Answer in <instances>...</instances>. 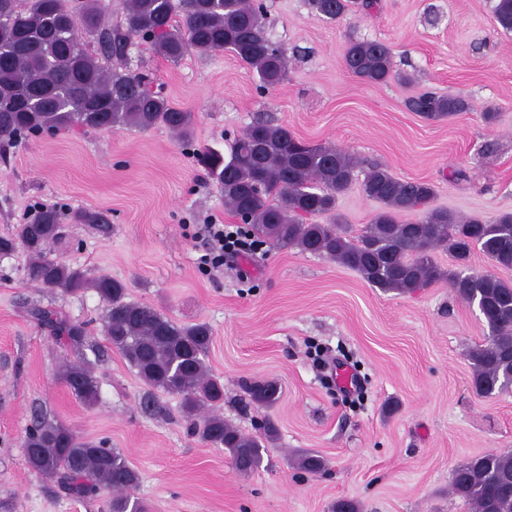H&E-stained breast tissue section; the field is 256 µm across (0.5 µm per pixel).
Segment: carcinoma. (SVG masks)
<instances>
[{
	"instance_id": "carcinoma-1",
	"label": "carcinoma",
	"mask_w": 512,
	"mask_h": 512,
	"mask_svg": "<svg viewBox=\"0 0 512 512\" xmlns=\"http://www.w3.org/2000/svg\"><path fill=\"white\" fill-rule=\"evenodd\" d=\"M358 4L374 6L371 0H305L311 12L330 20ZM124 9L123 24L106 26L100 0H0L1 143L18 144L76 125L100 131L163 125L189 138L192 113L130 70L137 38L172 62L188 53L206 57L227 50L255 74L262 91L286 77L285 50L270 36L264 0H125ZM493 17L503 31L512 32V0H495ZM344 65L368 84H385L393 77L392 50L378 40H350ZM406 106L430 121L470 109L461 95L432 91L410 97ZM194 159L216 184L224 204L247 218L246 233L257 240L324 256L385 292L411 294L446 281L458 297L478 303L487 333L485 342L468 353L475 389L493 397L512 387V284L492 273H474L468 265L477 249L495 266L512 269L511 212L492 221L460 217L432 206L431 183L399 179L375 164L366 171L361 189L379 209L355 232L336 214V202L351 188L360 161L334 147L307 143L267 119L235 136L227 151L205 148ZM404 213L416 214L418 220H400ZM65 224L106 229L108 219L99 211L42 205L12 234L0 236V255L12 254L20 244L30 257L34 282L68 294L94 289L105 303L104 336L140 379L179 397L190 432L227 451L239 472L259 470L278 428L267 419L258 434H247L217 412L224 385L205 363L210 327L179 325L153 307L128 300L121 281L89 279L82 270L49 257L47 248L61 237ZM438 249L450 253L457 268H442L433 257ZM29 314L72 346L82 345L87 336V324L72 323L53 308L35 305ZM61 378L84 404L97 402L99 388L88 366L69 364ZM248 394L267 408L279 400L280 386L274 380L255 381ZM24 448L29 468L67 492L95 496L106 491L107 512H146L129 494L139 475L121 452L47 420L27 431ZM294 463L311 474L326 466L321 456L308 451L295 455ZM451 493L473 512H512V452L485 453L456 467Z\"/></svg>"
}]
</instances>
